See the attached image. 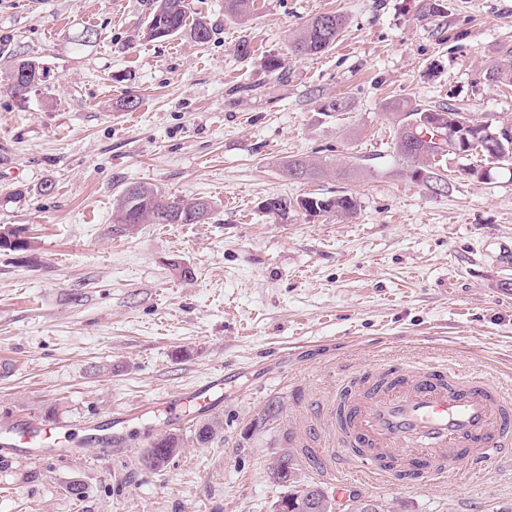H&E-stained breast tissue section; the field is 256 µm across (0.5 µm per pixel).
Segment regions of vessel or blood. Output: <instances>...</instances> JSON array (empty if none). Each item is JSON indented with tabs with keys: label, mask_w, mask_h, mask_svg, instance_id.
Masks as SVG:
<instances>
[{
	"label": "vessel or blood",
	"mask_w": 512,
	"mask_h": 512,
	"mask_svg": "<svg viewBox=\"0 0 512 512\" xmlns=\"http://www.w3.org/2000/svg\"><path fill=\"white\" fill-rule=\"evenodd\" d=\"M224 396V376L217 373L180 392L176 400L194 415L211 411ZM351 446L368 449L366 469L390 464L446 460L479 464L512 446V394L477 370L460 371L421 364L412 372L397 366L368 392L353 389L341 406L329 407ZM9 447L33 458L70 455L66 423L29 422L11 428Z\"/></svg>",
	"instance_id": "1"
}]
</instances>
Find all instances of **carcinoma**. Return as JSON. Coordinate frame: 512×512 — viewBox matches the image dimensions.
I'll return each instance as SVG.
<instances>
[{
	"label": "carcinoma",
	"instance_id": "cac0c4a2",
	"mask_svg": "<svg viewBox=\"0 0 512 512\" xmlns=\"http://www.w3.org/2000/svg\"><path fill=\"white\" fill-rule=\"evenodd\" d=\"M254 0H224L225 13L240 24H245L252 14ZM189 19L187 0H150V13L143 30V39L152 42L182 33ZM347 19L337 12H326L306 21L289 40L288 50L294 56H315L326 52L338 39ZM484 80L494 85H512V44H505L497 51L496 60L485 70ZM388 109L396 125L393 153L397 160L406 165L405 171L429 191L433 184L446 183L438 173L430 170L429 158L437 153V143L416 139L424 157L416 160L399 151L400 144L408 141L413 134H422L427 124L438 119L440 112H456L461 106H438L423 109L406 101L391 102ZM298 169L306 179L325 175L326 168L307 157H296L282 165V171ZM134 194L121 190L112 208V224H187L185 215L189 205L183 199L166 198L153 186L139 184ZM278 201L287 207L277 208L269 203L267 215L280 221L288 219L292 207L298 206L309 213H321L334 217H348L357 210V200L347 194L336 196H309L292 201L286 197ZM25 229L19 227L0 228V251L22 252L29 248L24 236ZM181 448V440L174 434H162L150 444L145 464L151 469L163 468Z\"/></svg>",
	"mask_w": 512,
	"mask_h": 512
}]
</instances>
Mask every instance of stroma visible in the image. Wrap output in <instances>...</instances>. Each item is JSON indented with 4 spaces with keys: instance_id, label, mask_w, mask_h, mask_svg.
<instances>
[{
    "instance_id": "35a3bbf8",
    "label": "stroma",
    "mask_w": 512,
    "mask_h": 512,
    "mask_svg": "<svg viewBox=\"0 0 512 512\" xmlns=\"http://www.w3.org/2000/svg\"><path fill=\"white\" fill-rule=\"evenodd\" d=\"M189 3L207 42L145 41L149 0H0V226L31 242L0 252V357L17 364L0 377V427L62 420L81 451L0 447V512H274L288 489L270 467L287 449L302 482L332 493L350 479L386 512H512V460L364 474L325 415L389 365L512 382V291L500 286L512 276V170L470 176L450 156L448 190L432 193L393 156L386 108L464 103L512 123V86L483 78L512 43V0H444L429 19L419 0H256L244 25L224 0ZM326 12L348 19L335 46L291 56L292 34ZM88 28L99 39L76 44ZM18 57L44 73L23 97L10 91ZM333 100L346 109L327 111ZM296 156L357 173L292 181L279 167ZM133 183L214 210L203 224L112 232V204ZM341 194L358 201L347 218L297 211L280 224L260 208ZM220 370L217 409L179 425L145 413L122 452H99L93 428L113 412ZM215 420L216 438L197 444ZM164 433L182 447L147 468Z\"/></svg>"
}]
</instances>
